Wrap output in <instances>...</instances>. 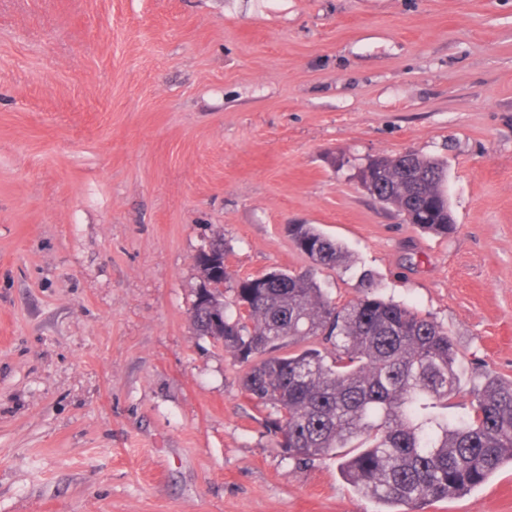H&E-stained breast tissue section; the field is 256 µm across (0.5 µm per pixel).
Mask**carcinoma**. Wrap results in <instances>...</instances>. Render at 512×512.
Returning a JSON list of instances; mask_svg holds the SVG:
<instances>
[{"label": "carcinoma", "mask_w": 512, "mask_h": 512, "mask_svg": "<svg viewBox=\"0 0 512 512\" xmlns=\"http://www.w3.org/2000/svg\"><path fill=\"white\" fill-rule=\"evenodd\" d=\"M379 201L416 212L420 227L447 236L445 161L419 154L385 158ZM422 173L414 183L409 172ZM288 236L311 265L237 283L236 311L224 303V236L196 257L199 284L191 325L249 364L242 388L268 410L267 433L288 457L307 463L336 455L345 482L385 506L461 497L512 465V381L488 373L472 411L448 417L461 392L458 352L448 331L409 306L384 299L364 275L365 294L338 305L322 288L321 268L348 252L313 224ZM310 340L316 346H296Z\"/></svg>", "instance_id": "carcinoma-1"}]
</instances>
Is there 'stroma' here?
Wrapping results in <instances>:
<instances>
[{
	"mask_svg": "<svg viewBox=\"0 0 512 512\" xmlns=\"http://www.w3.org/2000/svg\"><path fill=\"white\" fill-rule=\"evenodd\" d=\"M447 164L445 237L364 192L367 158ZM348 250L447 329L471 409L512 379V0H0V512H378L297 464L197 335L195 257L238 280ZM423 512H512V469Z\"/></svg>",
	"mask_w": 512,
	"mask_h": 512,
	"instance_id": "obj_1",
	"label": "stroma"
}]
</instances>
